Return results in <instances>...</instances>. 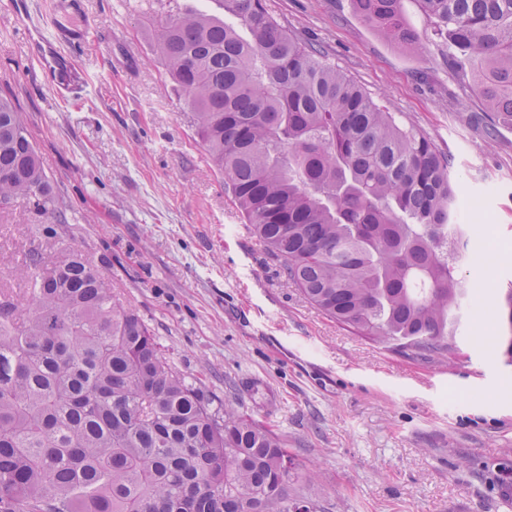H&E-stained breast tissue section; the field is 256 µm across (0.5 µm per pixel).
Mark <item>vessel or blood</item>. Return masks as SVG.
<instances>
[{
  "instance_id": "vessel-or-blood-1",
  "label": "vessel or blood",
  "mask_w": 512,
  "mask_h": 512,
  "mask_svg": "<svg viewBox=\"0 0 512 512\" xmlns=\"http://www.w3.org/2000/svg\"><path fill=\"white\" fill-rule=\"evenodd\" d=\"M0 8L7 10L21 31H28L33 16L29 0H0ZM96 29L91 21H84L78 32H66L56 21H42L38 40L28 42L29 57L36 63L41 76L53 87L57 99L71 98L83 88L85 79L68 55L70 49L93 39Z\"/></svg>"
}]
</instances>
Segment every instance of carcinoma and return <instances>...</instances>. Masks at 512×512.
<instances>
[{
  "instance_id": "obj_1",
  "label": "carcinoma",
  "mask_w": 512,
  "mask_h": 512,
  "mask_svg": "<svg viewBox=\"0 0 512 512\" xmlns=\"http://www.w3.org/2000/svg\"><path fill=\"white\" fill-rule=\"evenodd\" d=\"M391 43L424 49L399 0H353ZM485 109L512 118V0H418ZM157 52L225 188L286 277L324 315L426 361L461 353L469 294L448 244L471 246L451 159L301 42L264 0L160 23ZM55 214L20 113L0 98V203ZM0 288V512H320L292 489L271 428L173 366L81 251L36 230Z\"/></svg>"
}]
</instances>
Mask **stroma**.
<instances>
[{"label":"stroma","instance_id":"35a3bbf8","mask_svg":"<svg viewBox=\"0 0 512 512\" xmlns=\"http://www.w3.org/2000/svg\"><path fill=\"white\" fill-rule=\"evenodd\" d=\"M96 37L73 54L88 87L60 102L44 85L13 17L0 10V98L21 113L50 182L60 235L102 265L168 360L215 403L270 426L298 464V491L323 512H512V367L490 334L512 287V124L485 110L473 78L431 39L417 0H401L425 53L385 40L352 0H264L305 44L323 50L370 96L452 160L468 222L496 255L467 251L473 280L461 355L416 361L353 335L308 303L244 224L156 51L157 23L191 9L223 17L221 0H33ZM32 201L0 204V281Z\"/></svg>","mask_w":512,"mask_h":512}]
</instances>
